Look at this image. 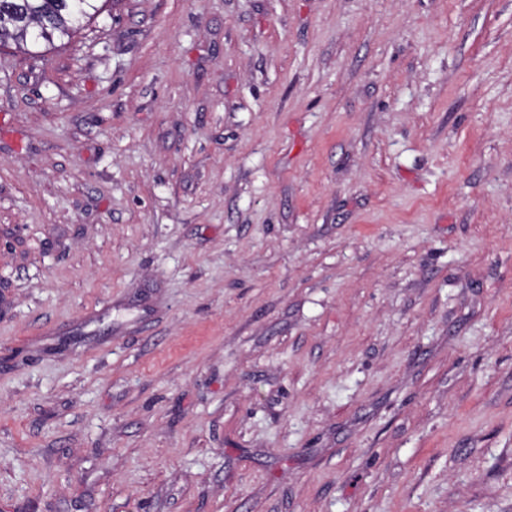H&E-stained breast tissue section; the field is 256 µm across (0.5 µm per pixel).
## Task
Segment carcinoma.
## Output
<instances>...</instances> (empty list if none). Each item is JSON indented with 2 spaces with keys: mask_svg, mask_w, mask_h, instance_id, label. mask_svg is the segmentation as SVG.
Returning <instances> with one entry per match:
<instances>
[{
  "mask_svg": "<svg viewBox=\"0 0 512 512\" xmlns=\"http://www.w3.org/2000/svg\"><path fill=\"white\" fill-rule=\"evenodd\" d=\"M101 9L99 0H0V44L68 41Z\"/></svg>",
  "mask_w": 512,
  "mask_h": 512,
  "instance_id": "carcinoma-1",
  "label": "carcinoma"
}]
</instances>
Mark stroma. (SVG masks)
<instances>
[{
    "label": "stroma",
    "instance_id": "obj_1",
    "mask_svg": "<svg viewBox=\"0 0 512 512\" xmlns=\"http://www.w3.org/2000/svg\"><path fill=\"white\" fill-rule=\"evenodd\" d=\"M0 512H512V0L0 46Z\"/></svg>",
    "mask_w": 512,
    "mask_h": 512
}]
</instances>
